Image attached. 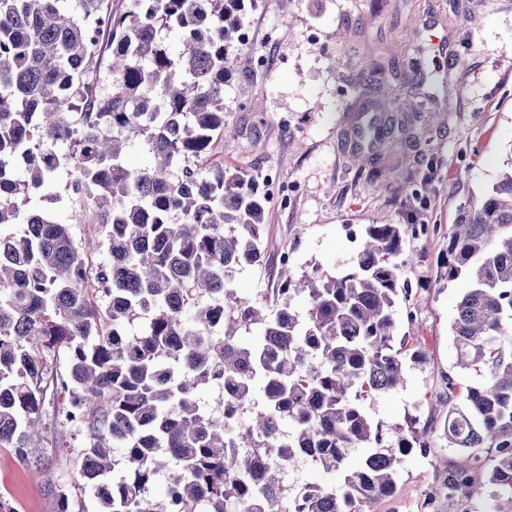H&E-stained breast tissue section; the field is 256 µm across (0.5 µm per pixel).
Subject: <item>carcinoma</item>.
Returning <instances> with one entry per match:
<instances>
[{
    "label": "carcinoma",
    "mask_w": 512,
    "mask_h": 512,
    "mask_svg": "<svg viewBox=\"0 0 512 512\" xmlns=\"http://www.w3.org/2000/svg\"><path fill=\"white\" fill-rule=\"evenodd\" d=\"M66 2L0 0V448L46 472L37 448L85 435L80 473L101 512H371L403 458L432 448V427L366 407L405 380L396 304L412 289L397 258L417 225H364L332 273L292 276L283 256L274 295H239L235 274L263 261L272 199L225 171L216 145L256 0H78L77 18ZM375 108L356 127L372 166L419 140L409 116ZM136 143L151 164H127ZM63 166L71 216L25 211ZM74 224L109 263L93 267ZM438 269L463 284L450 336L479 380L444 376L441 437L459 461L429 498L471 494L481 470L490 496L512 495V169L454 225ZM220 382L222 402L198 397ZM352 448L368 449L354 468ZM302 458L339 484L294 493L284 473ZM47 491L73 512L62 485Z\"/></svg>",
    "instance_id": "cac0c4a2"
}]
</instances>
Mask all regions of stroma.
<instances>
[{
  "label": "stroma",
  "instance_id": "35a3bbf8",
  "mask_svg": "<svg viewBox=\"0 0 512 512\" xmlns=\"http://www.w3.org/2000/svg\"><path fill=\"white\" fill-rule=\"evenodd\" d=\"M245 24L253 38L236 54L224 84L228 132L218 144L228 171L258 177L276 171L292 192L290 208L265 215L262 265L235 275L244 296L275 288L281 266L292 274L320 266L331 271L355 249L354 231L388 219L436 227L430 237H407L410 262L402 276L411 295L397 306L396 345L418 354L402 388L370 401L372 417L440 425L446 405L442 378L456 350L449 333L460 290L438 281L437 260L461 213L480 205L503 170L512 166V0H258ZM276 41H269V31ZM447 45L446 86L420 78L411 58L431 62L436 40ZM384 64L373 74L368 58ZM465 66H457V59ZM381 81L397 112L412 111L418 94L433 96L425 150L397 146L378 163V186L354 149L356 115L376 99L370 80ZM423 189V201L408 189ZM287 264H280V256ZM414 309V324L404 321ZM83 439L58 437L56 463L36 474L0 448V496L16 512H55L48 477L67 484L78 512H99L81 487L77 454ZM458 456L437 439L429 457H405L392 498L376 512H425L428 492Z\"/></svg>",
  "mask_w": 512,
  "mask_h": 512
}]
</instances>
